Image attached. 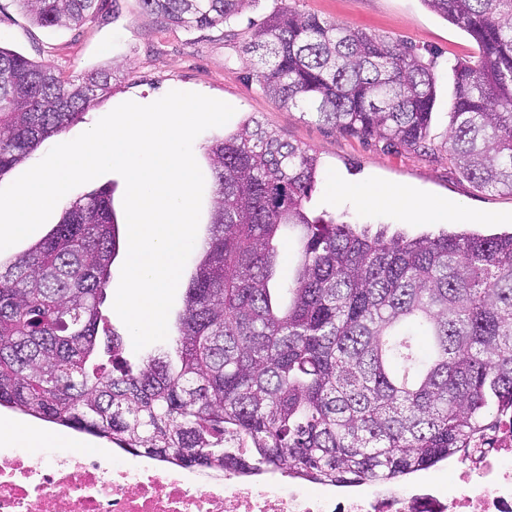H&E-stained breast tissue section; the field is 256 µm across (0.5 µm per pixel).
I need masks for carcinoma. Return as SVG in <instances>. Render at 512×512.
<instances>
[{
    "mask_svg": "<svg viewBox=\"0 0 512 512\" xmlns=\"http://www.w3.org/2000/svg\"><path fill=\"white\" fill-rule=\"evenodd\" d=\"M77 26L98 0H19ZM256 0H141L174 28ZM478 43L456 63L448 154L512 193V0H424ZM260 91L333 129L407 147L436 79L411 49L290 6L246 46ZM111 76L75 83L0 47V177L84 119ZM215 185L170 350L135 366L101 306L120 246L110 196L81 195L0 262V407L188 468L283 467L324 484L393 480L459 459L512 424V232L409 235L309 217L319 163L258 120L206 149ZM300 237L278 278L280 237Z\"/></svg>",
    "mask_w": 512,
    "mask_h": 512,
    "instance_id": "carcinoma-1",
    "label": "carcinoma"
}]
</instances>
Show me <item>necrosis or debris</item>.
<instances>
[{
  "label": "necrosis or debris",
  "instance_id": "4bbe7bcc",
  "mask_svg": "<svg viewBox=\"0 0 512 512\" xmlns=\"http://www.w3.org/2000/svg\"><path fill=\"white\" fill-rule=\"evenodd\" d=\"M457 483L444 495L422 481L305 487L299 474L189 469L178 460L112 453L26 457L0 451V512H512V427L494 450L449 461Z\"/></svg>",
  "mask_w": 512,
  "mask_h": 512
}]
</instances>
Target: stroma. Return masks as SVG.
Wrapping results in <instances>:
<instances>
[{
  "label": "stroma",
  "mask_w": 512,
  "mask_h": 512,
  "mask_svg": "<svg viewBox=\"0 0 512 512\" xmlns=\"http://www.w3.org/2000/svg\"><path fill=\"white\" fill-rule=\"evenodd\" d=\"M281 0H257L229 23L185 31L146 12L140 0H100L97 10L71 27H44L19 0H0V46L55 68L73 80L94 71L112 76L105 99L89 108L82 123L56 136L73 140L127 101L152 103L180 87L232 105L233 117L201 133L193 143L198 164L214 138L234 132L252 118L282 139L310 149L321 178L306 208L313 217L411 234L429 231L424 221L389 205H367L339 188L386 185L401 189L416 204L442 201L456 206L452 228L485 234L512 230V194L477 185L448 155L451 68L480 53L463 29L431 11L423 0H288L321 19L360 29L388 42L412 47L436 79V101L427 142L408 148L385 139L364 140L288 109L265 96L243 52L253 31Z\"/></svg>",
  "instance_id": "1"
}]
</instances>
